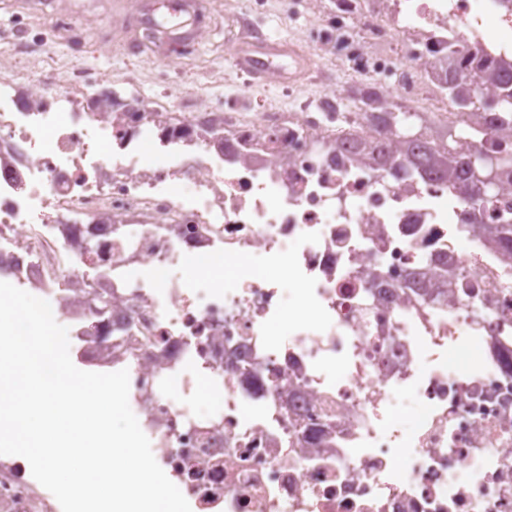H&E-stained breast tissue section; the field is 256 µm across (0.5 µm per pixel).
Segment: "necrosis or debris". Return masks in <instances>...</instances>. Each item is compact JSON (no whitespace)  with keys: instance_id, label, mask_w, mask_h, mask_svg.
Segmentation results:
<instances>
[{"instance_id":"1","label":"necrosis or debris","mask_w":512,"mask_h":512,"mask_svg":"<svg viewBox=\"0 0 512 512\" xmlns=\"http://www.w3.org/2000/svg\"><path fill=\"white\" fill-rule=\"evenodd\" d=\"M485 2L505 41L473 0H321L300 48L362 98L328 85L296 112L104 104L82 74L34 76L24 38L9 49L0 281L47 300L84 365L128 370L191 512H512V182L473 205L388 116L447 129L449 69L512 70V0ZM478 97L495 133L459 150L512 154L494 85ZM0 512L61 507L0 455Z\"/></svg>"}]
</instances>
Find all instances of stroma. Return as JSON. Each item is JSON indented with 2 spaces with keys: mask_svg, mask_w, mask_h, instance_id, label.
Masks as SVG:
<instances>
[{
  "mask_svg": "<svg viewBox=\"0 0 512 512\" xmlns=\"http://www.w3.org/2000/svg\"><path fill=\"white\" fill-rule=\"evenodd\" d=\"M8 2L10 12L0 16V32L26 30L43 67L58 74L78 71L93 80L105 75L116 91L132 81L176 105L190 99L213 110L298 108L288 93L250 83L235 67L232 52L242 42L238 20L244 0H196L205 36L190 50L171 55L159 37L147 34L146 0H120L117 11L113 0ZM79 23L85 26L87 48L77 52L65 38L70 26Z\"/></svg>",
  "mask_w": 512,
  "mask_h": 512,
  "instance_id": "stroma-1",
  "label": "stroma"
}]
</instances>
